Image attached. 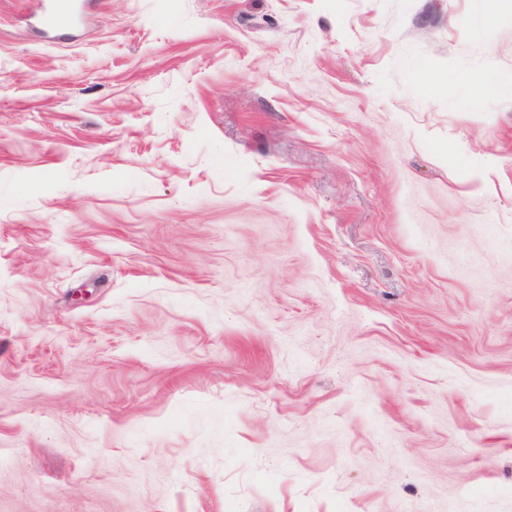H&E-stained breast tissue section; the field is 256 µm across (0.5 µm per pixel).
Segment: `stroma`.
Listing matches in <instances>:
<instances>
[{"mask_svg":"<svg viewBox=\"0 0 512 512\" xmlns=\"http://www.w3.org/2000/svg\"><path fill=\"white\" fill-rule=\"evenodd\" d=\"M0 0V512H512V0ZM42 21L51 30L62 32L71 28L76 20L77 3L74 0H45Z\"/></svg>","mask_w":512,"mask_h":512,"instance_id":"35a3bbf8","label":"stroma"}]
</instances>
